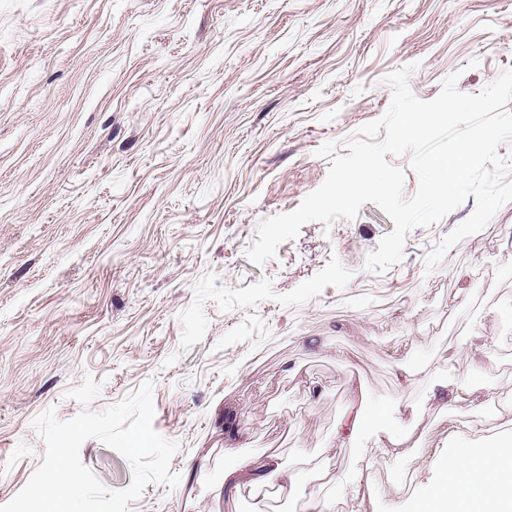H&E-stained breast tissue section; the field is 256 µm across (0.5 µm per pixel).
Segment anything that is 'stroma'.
<instances>
[{"label":"stroma","instance_id":"stroma-1","mask_svg":"<svg viewBox=\"0 0 512 512\" xmlns=\"http://www.w3.org/2000/svg\"><path fill=\"white\" fill-rule=\"evenodd\" d=\"M409 64L421 100L455 72L480 93L512 69V0H0V504L42 462L33 420L75 417L88 375L94 411L152 382L153 426L179 444L178 487L147 485L131 512H305L324 493L410 512L443 458L512 442V203L430 273L474 198L380 275L364 260L394 224L372 203L246 257ZM476 335L484 353L449 360ZM455 374L480 434L445 401ZM356 409L390 416L352 433ZM231 442L279 456L305 497L226 495ZM80 457L131 485L99 441Z\"/></svg>","mask_w":512,"mask_h":512}]
</instances>
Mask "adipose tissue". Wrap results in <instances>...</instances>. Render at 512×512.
<instances>
[{"label": "adipose tissue", "mask_w": 512, "mask_h": 512, "mask_svg": "<svg viewBox=\"0 0 512 512\" xmlns=\"http://www.w3.org/2000/svg\"><path fill=\"white\" fill-rule=\"evenodd\" d=\"M511 466L512 458L496 448L447 456L441 464V479L422 502L429 512H459L464 505L469 512H512V495L502 493L505 472ZM243 474L255 489L273 487L291 498L301 494L294 472L276 456L238 460L224 472L225 487H237Z\"/></svg>", "instance_id": "adipose-tissue-1"}]
</instances>
